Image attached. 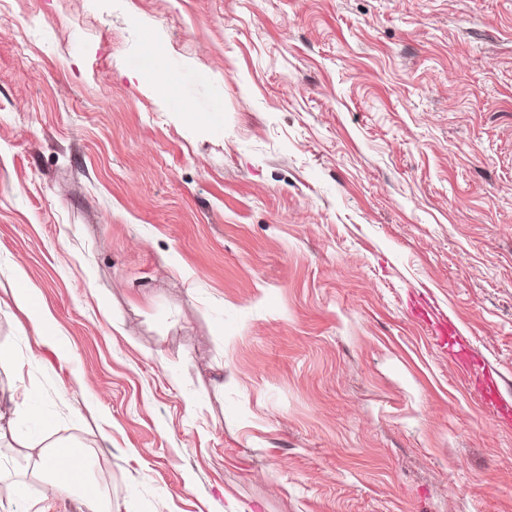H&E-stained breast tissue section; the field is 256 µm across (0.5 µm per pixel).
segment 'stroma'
<instances>
[{
    "label": "stroma",
    "mask_w": 512,
    "mask_h": 512,
    "mask_svg": "<svg viewBox=\"0 0 512 512\" xmlns=\"http://www.w3.org/2000/svg\"><path fill=\"white\" fill-rule=\"evenodd\" d=\"M0 351V512H512V0H0ZM24 272L22 268L17 267L16 281L17 286L13 289L12 297L17 307L23 310L29 321L38 331V339L42 344H50V340L47 336L40 334L41 326L50 322V318L45 314L41 308L40 301L35 295L23 285ZM424 312L433 323L434 334L437 338L445 345H448L449 336L450 339L458 345L459 350L456 352V355L461 360L462 365L464 367L471 365L473 360L463 353L464 338L461 336L460 331L449 323V317L448 320H445L442 314L439 313L436 306H428L427 308H424ZM83 457L72 452L69 471L60 475V462L56 452L49 450L44 453L36 463L41 471L51 474L52 479L45 491L46 495H60L73 492L76 485L83 487L81 504L89 512H112V497L103 500L93 488L88 486L87 474L85 471Z\"/></svg>",
    "instance_id": "35a3bbf8"
}]
</instances>
